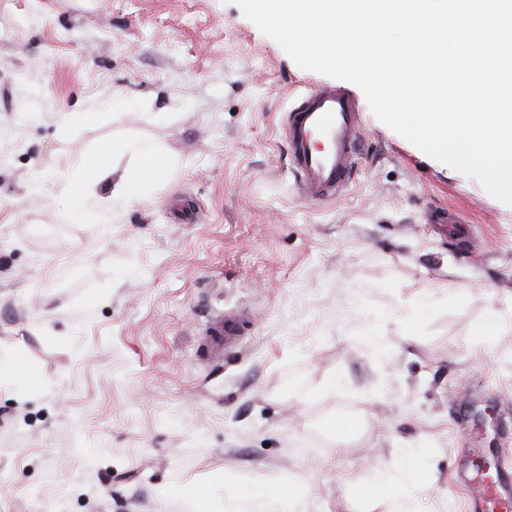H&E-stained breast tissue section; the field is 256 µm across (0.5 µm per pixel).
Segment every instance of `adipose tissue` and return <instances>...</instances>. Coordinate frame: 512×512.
<instances>
[{
  "label": "adipose tissue",
  "mask_w": 512,
  "mask_h": 512,
  "mask_svg": "<svg viewBox=\"0 0 512 512\" xmlns=\"http://www.w3.org/2000/svg\"><path fill=\"white\" fill-rule=\"evenodd\" d=\"M126 154L136 159L138 171L134 177L114 185L110 196L99 199L100 214H108L115 203L129 204L137 200L143 181H161L166 178L168 165L155 145L130 140H112L100 145L87 158L83 177L70 182L67 192L70 200L77 202L93 196L95 186L110 176L114 159Z\"/></svg>",
  "instance_id": "obj_1"
}]
</instances>
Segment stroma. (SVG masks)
Here are the masks:
<instances>
[{"label":"stroma","instance_id":"stroma-1","mask_svg":"<svg viewBox=\"0 0 512 512\" xmlns=\"http://www.w3.org/2000/svg\"><path fill=\"white\" fill-rule=\"evenodd\" d=\"M327 81L233 0H0V356L40 373L0 381V512H465L471 449L512 470V206L368 109L355 182L302 202L281 113ZM112 139L171 169L100 223L63 198ZM425 219L426 224H435L436 226L444 227L456 226L457 224H470L460 212L449 207L430 209L426 212ZM243 336V328L238 318L225 315L213 321L208 334L206 354L209 358L220 359L224 351L231 350Z\"/></svg>","mask_w":512,"mask_h":512}]
</instances>
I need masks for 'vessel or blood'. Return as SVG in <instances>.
<instances>
[{"label": "vessel or blood", "instance_id": "obj_1", "mask_svg": "<svg viewBox=\"0 0 512 512\" xmlns=\"http://www.w3.org/2000/svg\"><path fill=\"white\" fill-rule=\"evenodd\" d=\"M281 125L300 197L325 203L341 197L354 182L362 154V106L344 88L315 86L295 97ZM243 334L238 318L213 321L206 354L223 357ZM457 480L467 497V512H512V471L497 469L493 481L458 468Z\"/></svg>", "mask_w": 512, "mask_h": 512}]
</instances>
